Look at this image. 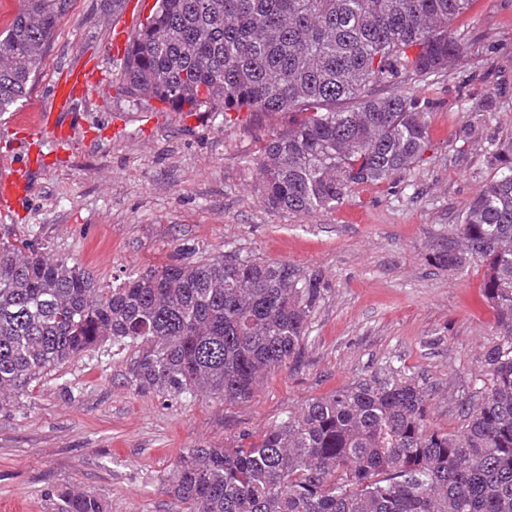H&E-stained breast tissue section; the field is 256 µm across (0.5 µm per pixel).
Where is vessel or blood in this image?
Here are the masks:
<instances>
[{
	"mask_svg": "<svg viewBox=\"0 0 512 512\" xmlns=\"http://www.w3.org/2000/svg\"><path fill=\"white\" fill-rule=\"evenodd\" d=\"M97 67L86 64L71 68L52 89L49 110L23 112L12 115L7 131L13 141L18 142L23 152L7 170L0 172V217H8L14 206L25 199L31 191L30 175L42 166L37 148L43 136H51L66 144L73 137V130L59 119L61 111L69 109L77 99L92 91L99 83Z\"/></svg>",
	"mask_w": 512,
	"mask_h": 512,
	"instance_id": "vessel-or-blood-1",
	"label": "vessel or blood"
}]
</instances>
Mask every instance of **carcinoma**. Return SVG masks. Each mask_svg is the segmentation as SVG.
I'll return each instance as SVG.
<instances>
[{
	"mask_svg": "<svg viewBox=\"0 0 512 512\" xmlns=\"http://www.w3.org/2000/svg\"><path fill=\"white\" fill-rule=\"evenodd\" d=\"M71 0H21L0 32V112L29 91ZM471 0H156L124 56L125 92L181 112L286 117L265 142L270 207L330 210L353 184L408 170L427 148L421 106L397 84L465 54L451 26ZM431 263L485 267L499 343L453 432L431 426L418 377L388 365L314 398L248 442L199 445L163 479L182 512H512V141ZM318 271L175 259L114 288L27 237L0 239V407L57 364L132 346L137 389L246 400L301 355ZM55 512H104L62 489Z\"/></svg>",
	"mask_w": 512,
	"mask_h": 512,
	"instance_id": "cac0c4a2",
	"label": "carcinoma"
}]
</instances>
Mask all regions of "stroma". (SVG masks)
Masks as SVG:
<instances>
[{
	"mask_svg": "<svg viewBox=\"0 0 512 512\" xmlns=\"http://www.w3.org/2000/svg\"><path fill=\"white\" fill-rule=\"evenodd\" d=\"M154 2L73 0L17 109L47 107L55 81L82 61L107 82L66 112L69 145L43 140L46 165L0 233L38 238L104 286L177 258L185 243L203 258L320 271L322 300L298 362L243 402L139 392L130 349L115 357L106 345L57 365L0 410V512H53L52 491L70 486L98 496L105 512H177L163 479L180 455L261 435L390 362L432 389L433 425L454 431L499 339L483 266L442 269L427 255L456 236L495 151L512 140V0H472L456 24L464 58L404 83L424 107L421 161L310 215L260 199L256 162L279 115L248 112L228 125L220 112H165L127 96L112 30Z\"/></svg>",
	"mask_w": 512,
	"mask_h": 512,
	"instance_id": "1",
	"label": "stroma"
}]
</instances>
